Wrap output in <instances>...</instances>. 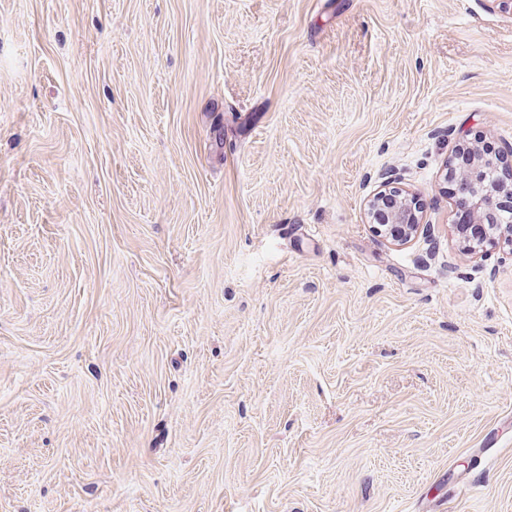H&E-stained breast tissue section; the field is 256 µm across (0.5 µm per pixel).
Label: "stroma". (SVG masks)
Returning <instances> with one entry per match:
<instances>
[{"instance_id": "stroma-1", "label": "stroma", "mask_w": 512, "mask_h": 512, "mask_svg": "<svg viewBox=\"0 0 512 512\" xmlns=\"http://www.w3.org/2000/svg\"><path fill=\"white\" fill-rule=\"evenodd\" d=\"M480 140L512 0H0V512H512ZM495 167L496 162L491 158L478 157L474 154L461 158L460 182L475 205L479 221L484 224L482 226L486 230L485 234L473 243L463 240L471 251H480L486 243L493 242L494 234L505 235V242L512 248V221L507 225H500L503 224V215L512 216V186H503L488 178V174ZM497 227V231L487 238L490 231ZM395 182H386L383 187L374 196L371 206L374 214L375 209L382 200L392 196H399L400 201L390 209L388 213V224L375 225L376 232L385 236H390L395 240H407L417 232L418 218L413 208L412 198L402 196V192L396 187L391 186Z\"/></svg>"}]
</instances>
